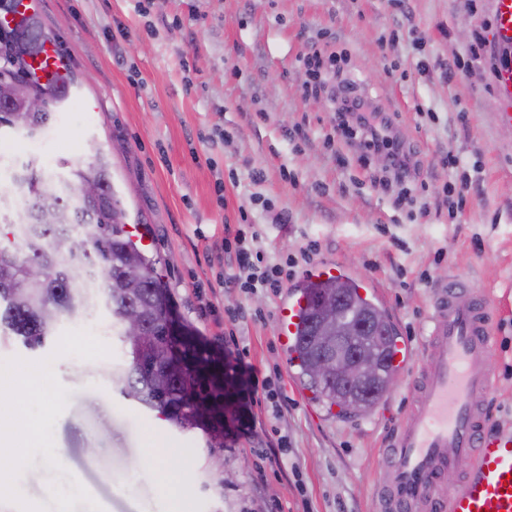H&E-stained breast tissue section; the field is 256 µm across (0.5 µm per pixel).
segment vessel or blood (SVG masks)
<instances>
[{
  "instance_id": "obj_1",
  "label": "vessel or blood",
  "mask_w": 512,
  "mask_h": 512,
  "mask_svg": "<svg viewBox=\"0 0 512 512\" xmlns=\"http://www.w3.org/2000/svg\"><path fill=\"white\" fill-rule=\"evenodd\" d=\"M494 35L512 50V0H493ZM29 69L46 87L66 79L54 44ZM502 123L512 125V60L495 74ZM308 300L290 290L281 306L280 341L290 345ZM429 334L430 364L414 376L416 404L399 426L385 458L377 512H512V434L490 429L484 407L492 375L491 316L478 289L449 280L436 295ZM473 464L456 486L434 490L455 455Z\"/></svg>"
}]
</instances>
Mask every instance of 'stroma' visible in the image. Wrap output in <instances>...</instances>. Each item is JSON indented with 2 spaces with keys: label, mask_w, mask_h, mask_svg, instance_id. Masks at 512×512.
Listing matches in <instances>:
<instances>
[{
  "label": "stroma",
  "mask_w": 512,
  "mask_h": 512,
  "mask_svg": "<svg viewBox=\"0 0 512 512\" xmlns=\"http://www.w3.org/2000/svg\"><path fill=\"white\" fill-rule=\"evenodd\" d=\"M34 11L76 83L36 136L0 130V154L62 176L106 156L177 324L224 355V417L184 432L125 398L112 380L120 337L88 326L105 318L103 304L62 317L36 350L0 332V368L65 364L61 379L0 397L24 407L33 429L20 492L0 512L51 499L56 512L77 501L86 512H168L165 472L180 479L188 512H375L383 452L412 408V373L429 362L432 294L453 276L493 312L488 399L493 423L512 432V126L497 119L492 0H34ZM314 50L344 58L414 144L419 178L405 203L378 187L372 153L337 133L334 103L304 97ZM458 60L463 71L447 79L444 65ZM450 151L468 180L461 192L441 165ZM23 210L0 180V246L23 248ZM228 224L258 225L271 256L317 242L289 287L325 262L377 282L411 356L369 414L337 418L304 387L278 341L283 294L225 286L236 266L220 248ZM233 308L246 313L235 325ZM273 372L288 404L279 421L254 384ZM150 444L162 453L145 466Z\"/></svg>",
  "instance_id": "stroma-1"
}]
</instances>
